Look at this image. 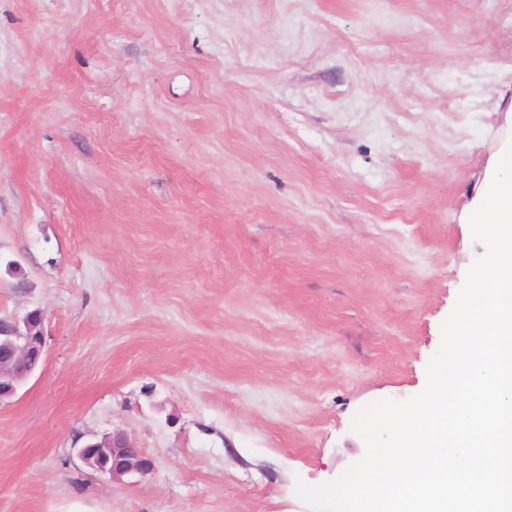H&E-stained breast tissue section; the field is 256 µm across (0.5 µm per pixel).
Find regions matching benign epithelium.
I'll return each mask as SVG.
<instances>
[{
	"label": "benign epithelium",
	"instance_id": "7a95c632",
	"mask_svg": "<svg viewBox=\"0 0 512 512\" xmlns=\"http://www.w3.org/2000/svg\"><path fill=\"white\" fill-rule=\"evenodd\" d=\"M33 316L44 320L43 313L38 309L22 318L12 315L0 318V338L10 340L9 346L0 350V403L15 397L32 376L27 366L29 358L33 355L44 358V333L30 332V319ZM132 447L134 444L125 434L115 432L99 442H91L80 448L78 455L89 467L115 479L132 473L143 474L150 469L151 460L142 452L130 454Z\"/></svg>",
	"mask_w": 512,
	"mask_h": 512
}]
</instances>
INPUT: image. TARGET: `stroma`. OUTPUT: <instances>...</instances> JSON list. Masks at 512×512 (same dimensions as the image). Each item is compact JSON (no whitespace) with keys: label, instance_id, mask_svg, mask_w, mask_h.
<instances>
[{"label":"stroma","instance_id":"35a3bbf8","mask_svg":"<svg viewBox=\"0 0 512 512\" xmlns=\"http://www.w3.org/2000/svg\"><path fill=\"white\" fill-rule=\"evenodd\" d=\"M512 123V0H0V512H310L421 392ZM124 432L117 479L79 448ZM37 316L40 321L38 334L30 332V319ZM44 315L39 309L28 312L24 317L12 315L0 318V340L6 337L9 346L0 350V403L17 395L22 385L34 374L27 366L35 354L44 360L46 339L42 330ZM129 448H136V446L124 433L112 432L103 440L88 443L80 448L78 455L86 465L102 474L109 475L112 479L132 473H146L151 467V460L142 451L136 455H131ZM92 449L99 450L106 456H112V469L92 464V457L90 456Z\"/></svg>","mask_w":512,"mask_h":512}]
</instances>
